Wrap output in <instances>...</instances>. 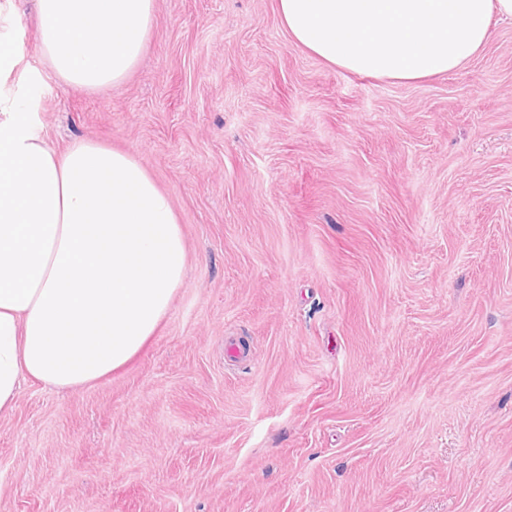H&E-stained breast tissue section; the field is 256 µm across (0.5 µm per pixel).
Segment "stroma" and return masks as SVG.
<instances>
[{
	"label": "stroma",
	"instance_id": "obj_1",
	"mask_svg": "<svg viewBox=\"0 0 512 512\" xmlns=\"http://www.w3.org/2000/svg\"><path fill=\"white\" fill-rule=\"evenodd\" d=\"M155 2L89 92L0 0L5 90L56 151L135 155L188 253L126 368L0 416V512H512V19L399 82L294 45L278 0ZM19 51L17 46L7 38H0V84L7 80L18 63Z\"/></svg>",
	"mask_w": 512,
	"mask_h": 512
}]
</instances>
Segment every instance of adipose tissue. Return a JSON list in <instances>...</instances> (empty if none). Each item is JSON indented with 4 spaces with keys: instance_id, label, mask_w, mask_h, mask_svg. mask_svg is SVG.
<instances>
[{
    "instance_id": "obj_1",
    "label": "adipose tissue",
    "mask_w": 512,
    "mask_h": 512,
    "mask_svg": "<svg viewBox=\"0 0 512 512\" xmlns=\"http://www.w3.org/2000/svg\"><path fill=\"white\" fill-rule=\"evenodd\" d=\"M278 13L327 64L414 81L465 65L512 0H278ZM36 16L49 73L93 91L137 66L155 0H36ZM186 266L171 198L134 155L91 140L55 152L0 94V415L25 379L68 390L126 367Z\"/></svg>"
}]
</instances>
